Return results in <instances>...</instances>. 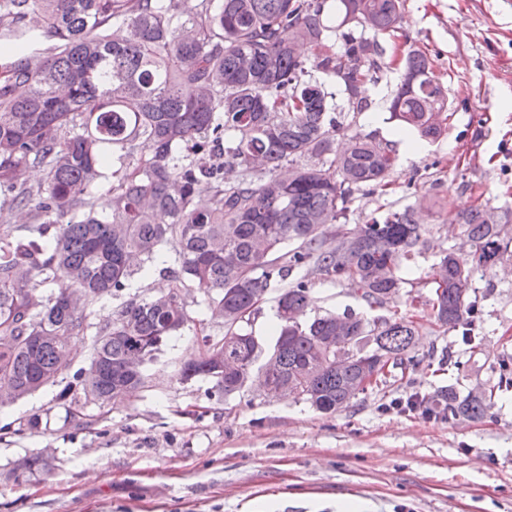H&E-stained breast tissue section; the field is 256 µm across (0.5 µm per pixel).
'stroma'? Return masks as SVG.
Returning <instances> with one entry per match:
<instances>
[{
	"instance_id": "obj_1",
	"label": "stroma",
	"mask_w": 512,
	"mask_h": 512,
	"mask_svg": "<svg viewBox=\"0 0 512 512\" xmlns=\"http://www.w3.org/2000/svg\"><path fill=\"white\" fill-rule=\"evenodd\" d=\"M402 31L448 92L444 132L432 143L398 135L389 104L400 71L371 86L372 109L350 129L395 141L398 161L385 190L355 193L346 224L413 206L422 243L399 296L378 312L347 283L314 267L306 275L308 316L413 315L404 374L332 414L253 387L219 397L209 380L180 378L202 338L224 335L194 292L189 322L146 364L136 396L68 411L51 386L0 408V512H512V389L480 419L441 422L414 404L450 386L464 397L496 385L500 364L512 362V252L472 281L480 352L441 328L430 305L433 264L463 249L457 214L512 205V6L404 0ZM32 416L38 430L17 432ZM39 448L50 449L52 472L8 480Z\"/></svg>"
}]
</instances>
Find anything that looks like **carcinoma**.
<instances>
[{
    "instance_id": "carcinoma-1",
    "label": "carcinoma",
    "mask_w": 512,
    "mask_h": 512,
    "mask_svg": "<svg viewBox=\"0 0 512 512\" xmlns=\"http://www.w3.org/2000/svg\"><path fill=\"white\" fill-rule=\"evenodd\" d=\"M402 9L403 0H0V47L11 49L0 57V407L57 383L68 337L89 328L69 295L87 308L119 295L167 245L177 267L158 273L172 286L105 318L59 405L137 393L133 358L152 360L182 329L194 288L225 332L204 341L184 380L208 378L228 399L256 378L321 413L385 383L413 346L414 321L352 312L306 321L309 281L288 277L312 264L351 282L371 309L400 291L422 238L413 208L355 232L329 225L346 218L355 192L388 186L397 164L396 142L347 134L371 107L366 83L402 66L390 118L421 141L442 135L448 96L426 56L398 46L388 57L377 38L401 31ZM46 36L57 40L50 49ZM299 43L311 57L296 55ZM18 85L26 95L14 94ZM109 155L117 184L100 216L93 188ZM29 166L45 181L19 190ZM226 167L240 179L224 181ZM34 199L38 223L11 226ZM511 221L509 208L460 214L471 260L445 251L432 267L435 320L467 343L465 294L507 253L500 224ZM47 283L56 291L45 294ZM273 284L283 285L279 327L260 365L263 343L242 323ZM487 409L451 389L428 402L436 419ZM49 468L40 451L9 478L19 485Z\"/></svg>"
}]
</instances>
